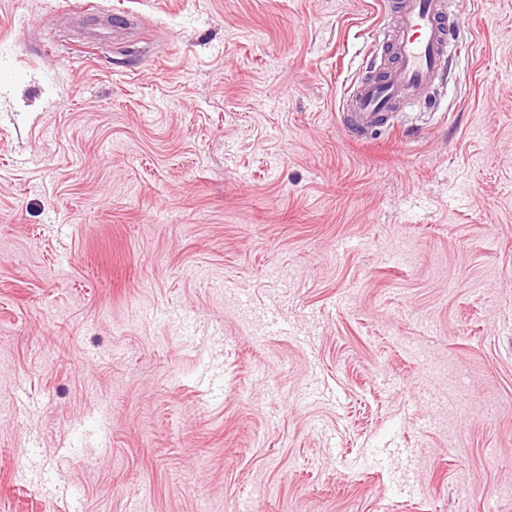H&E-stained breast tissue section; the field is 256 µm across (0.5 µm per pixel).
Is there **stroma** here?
<instances>
[{
    "instance_id": "35a3bbf8",
    "label": "stroma",
    "mask_w": 512,
    "mask_h": 512,
    "mask_svg": "<svg viewBox=\"0 0 512 512\" xmlns=\"http://www.w3.org/2000/svg\"><path fill=\"white\" fill-rule=\"evenodd\" d=\"M380 2L0 0V512H512V0L358 142Z\"/></svg>"
}]
</instances>
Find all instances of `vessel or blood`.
<instances>
[{
	"instance_id": "obj_1",
	"label": "vessel or blood",
	"mask_w": 512,
	"mask_h": 512,
	"mask_svg": "<svg viewBox=\"0 0 512 512\" xmlns=\"http://www.w3.org/2000/svg\"><path fill=\"white\" fill-rule=\"evenodd\" d=\"M396 26L389 53L393 65L383 79L359 84L343 124L357 138L388 123L395 105L434 84L448 59V37L457 23L447 0H393Z\"/></svg>"
}]
</instances>
